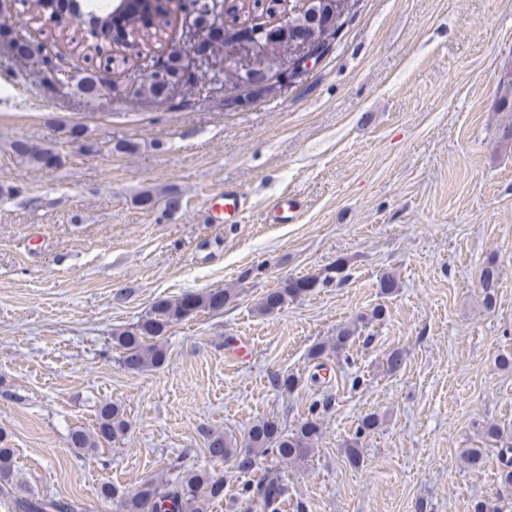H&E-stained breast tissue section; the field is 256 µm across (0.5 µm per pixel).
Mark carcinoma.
Segmentation results:
<instances>
[{"label": "carcinoma", "mask_w": 512, "mask_h": 512, "mask_svg": "<svg viewBox=\"0 0 512 512\" xmlns=\"http://www.w3.org/2000/svg\"><path fill=\"white\" fill-rule=\"evenodd\" d=\"M28 1L37 19L65 7V0H22L24 3ZM212 8L222 11L233 26L242 25L253 14L264 11V4L259 0H218ZM317 12L332 15L336 12L335 0H311L307 12L293 15L288 28L266 32L264 39L270 54L277 55L278 49L290 38L311 31ZM181 13L182 0H124V9L119 14L87 18L77 23L72 28L70 42L87 58H100L108 64L117 59L125 62L130 50L138 55L145 54L166 32L172 19ZM183 67L182 56H168L164 66L168 79L143 82L131 96L155 101L168 99L170 86L180 79ZM65 84L72 86L75 93L88 104L119 92V87L109 86L93 69L72 75ZM13 152L22 162L39 168L59 157L53 148L27 140L15 142ZM137 205L149 209L162 205L168 211H175L181 206V197L174 192L159 194L147 191L138 197ZM319 284V278L314 275L288 279L264 293L256 309L263 316L273 315L288 301L307 295ZM480 287L483 302L487 305L495 303L498 275L494 265L489 264L483 269ZM232 296V290L225 288L157 300L137 322L112 331V343L121 350L122 366L131 372L160 366L166 360L161 336L173 325L200 311L224 309V304L231 301ZM354 333L355 329L350 327L338 329L330 343H318L311 348V359H319L328 347L338 355L345 352ZM330 405L331 399L328 397L315 401L309 411L310 417L289 432L281 429L275 421L261 419L254 422L240 440L224 432L205 433V454L210 460L227 463L238 474L261 471L258 478L241 482L230 512H279L281 505L288 500V484L280 470L264 467L262 462L270 456L285 464L308 458L314 452L321 433L314 412L318 408L325 410ZM378 426L379 417L375 413L367 414L359 421L353 437L344 443L349 464L359 465L362 439ZM125 430L126 422L121 409L113 403H105L97 410L95 430L70 431L69 444L80 452H90L117 441ZM13 455L8 435L0 433V497H9L11 512H88V506L79 499L15 494ZM499 461L498 481L509 492L512 490V445L499 449ZM97 496L104 501L117 502L119 512H207L210 503L224 499V478L182 467L175 478L146 482L134 491L121 490L105 483L98 489Z\"/></svg>", "instance_id": "carcinoma-1"}]
</instances>
